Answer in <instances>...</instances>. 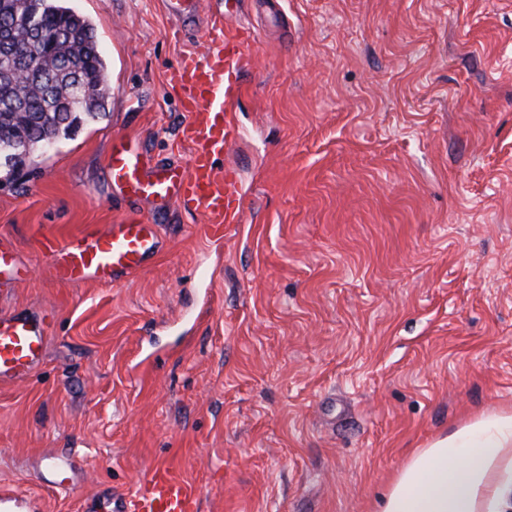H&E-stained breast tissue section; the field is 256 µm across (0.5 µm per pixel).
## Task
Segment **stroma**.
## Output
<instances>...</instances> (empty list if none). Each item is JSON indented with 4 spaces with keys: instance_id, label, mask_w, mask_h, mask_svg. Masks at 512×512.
<instances>
[{
    "instance_id": "obj_1",
    "label": "stroma",
    "mask_w": 512,
    "mask_h": 512,
    "mask_svg": "<svg viewBox=\"0 0 512 512\" xmlns=\"http://www.w3.org/2000/svg\"><path fill=\"white\" fill-rule=\"evenodd\" d=\"M187 2L181 27L163 0H67L110 98L0 181V240L29 270L0 313L49 320L36 374L0 385V484L23 512H112L168 464L197 512H380L416 449L512 407V0H243V224L144 204L152 266L58 282L39 240L130 214L113 137L189 159L167 77L223 6ZM66 451L60 492L41 474Z\"/></svg>"
}]
</instances>
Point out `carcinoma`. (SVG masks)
Returning a JSON list of instances; mask_svg holds the SVG:
<instances>
[{
    "instance_id": "obj_1",
    "label": "carcinoma",
    "mask_w": 512,
    "mask_h": 512,
    "mask_svg": "<svg viewBox=\"0 0 512 512\" xmlns=\"http://www.w3.org/2000/svg\"><path fill=\"white\" fill-rule=\"evenodd\" d=\"M105 70L92 24L65 0H0V168L19 173L105 115Z\"/></svg>"
}]
</instances>
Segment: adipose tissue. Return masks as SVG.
Returning a JSON list of instances; mask_svg holds the SVG:
<instances>
[{
  "label": "adipose tissue",
  "mask_w": 512,
  "mask_h": 512,
  "mask_svg": "<svg viewBox=\"0 0 512 512\" xmlns=\"http://www.w3.org/2000/svg\"><path fill=\"white\" fill-rule=\"evenodd\" d=\"M381 512H512V409L481 414L417 449Z\"/></svg>",
  "instance_id": "1"
}]
</instances>
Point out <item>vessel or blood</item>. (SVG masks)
Returning a JSON list of instances; mask_svg holds the SVG:
<instances>
[{
    "mask_svg": "<svg viewBox=\"0 0 512 512\" xmlns=\"http://www.w3.org/2000/svg\"><path fill=\"white\" fill-rule=\"evenodd\" d=\"M204 52L185 55L168 81L183 94L188 122L182 139L191 146L187 166L146 161L136 140L115 137L107 163L114 191L132 203L157 207L180 204L205 214L209 223L244 221L238 172L222 160L239 137L234 104L248 64L245 39L228 20H218L204 33ZM165 248L159 225L142 218L116 224H86L63 241L45 245L50 275L68 283L116 284L136 275ZM48 339L45 316L0 314V385L29 376L41 363ZM73 455L49 464L47 484L69 488ZM197 489L166 464L155 466L130 495L117 496L112 512H195Z\"/></svg>",
    "mask_w": 512,
    "mask_h": 512,
    "instance_id": "obj_1",
    "label": "vessel or blood"
}]
</instances>
